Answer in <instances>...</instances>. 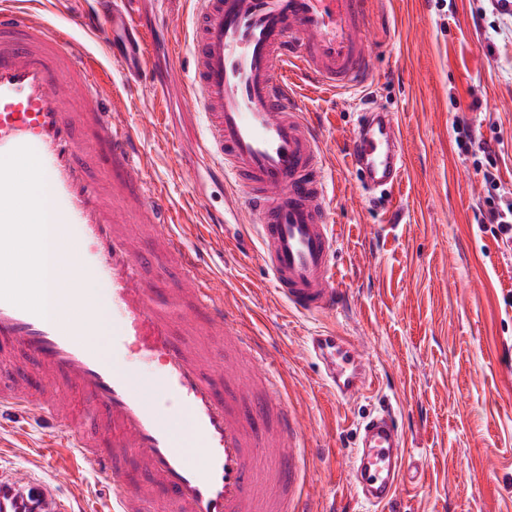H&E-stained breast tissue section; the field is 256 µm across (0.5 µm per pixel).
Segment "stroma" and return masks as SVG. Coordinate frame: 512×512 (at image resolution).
Returning a JSON list of instances; mask_svg holds the SVG:
<instances>
[{
    "label": "stroma",
    "mask_w": 512,
    "mask_h": 512,
    "mask_svg": "<svg viewBox=\"0 0 512 512\" xmlns=\"http://www.w3.org/2000/svg\"><path fill=\"white\" fill-rule=\"evenodd\" d=\"M194 0H132L152 30L187 19ZM371 79L337 95L300 88V101L323 134L330 208L337 228V288L347 303L314 320L291 313L264 270L257 240L225 252L213 238L209 276L230 311L279 352L288 399L314 463L306 474L312 512H374L349 468L360 426L392 414L416 467L398 495V512H512V253L482 220L483 155L462 153L457 131L470 128L498 153V176L512 192V16L493 0H369ZM77 41L109 80L130 83L125 122L155 123L141 149L155 180L185 212L194 238L204 208H223L225 188L200 163L203 122L179 92L154 101L149 81L128 82L96 37ZM396 112L406 137V175L394 192L366 190L345 142L369 105ZM336 331L363 344L371 383L336 396L306 340ZM51 438L0 414V470L42 476L73 472L59 487L74 512H113L112 496L70 449L42 450Z\"/></svg>",
    "instance_id": "obj_1"
}]
</instances>
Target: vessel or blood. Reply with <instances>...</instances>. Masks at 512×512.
<instances>
[{"label":"vessel or blood","mask_w":512,"mask_h":512,"mask_svg":"<svg viewBox=\"0 0 512 512\" xmlns=\"http://www.w3.org/2000/svg\"><path fill=\"white\" fill-rule=\"evenodd\" d=\"M367 0H195L189 80L181 90L205 120L201 151L241 197L257 229L260 257L289 310L335 312L344 299L332 273L336 235L327 206L322 135L293 92L296 79L352 93L371 77ZM107 34L127 72L144 71L149 44L120 9L83 13L72 27ZM61 28L0 0V352L23 350L21 374H0V411L18 409L66 440L112 492L113 512H145L164 500L171 512H310V458L297 415L278 383L279 354L228 323V309L202 271L199 251L175 226L166 189L151 178L139 142L151 126L128 128L120 90L105 94L101 65ZM371 188L398 186L406 146L394 113L369 109L347 144ZM106 170V178L92 173ZM47 193L48 204L34 197ZM148 224L163 245L143 247L130 232ZM51 248V276L14 284L9 267L23 249ZM173 260L180 286L166 295L144 278L160 257ZM112 289V352L88 344L94 302L84 276ZM201 333L235 337L259 382L249 405L235 394L239 369L203 367L177 341L175 311ZM134 351L157 371L139 377L120 355ZM334 390L350 398L368 377L359 350L317 334ZM98 414L97 435L70 396ZM377 512H388L411 466L390 416L366 421L351 458ZM51 479L25 469L0 474L5 512H67Z\"/></svg>","instance_id":"1"}]
</instances>
